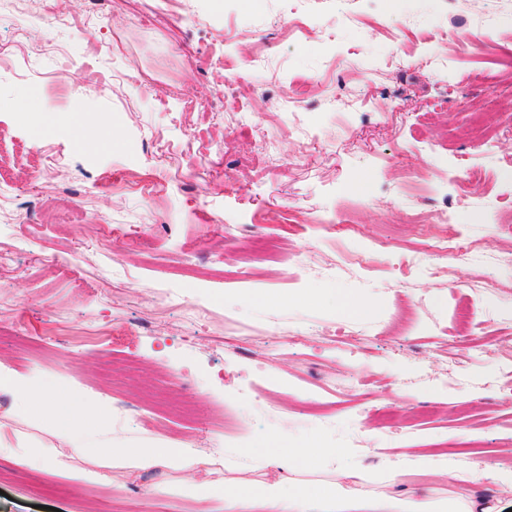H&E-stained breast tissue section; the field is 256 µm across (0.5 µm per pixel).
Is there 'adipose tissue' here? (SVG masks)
I'll list each match as a JSON object with an SVG mask.
<instances>
[{
  "instance_id": "ef3b65f1",
  "label": "adipose tissue",
  "mask_w": 512,
  "mask_h": 512,
  "mask_svg": "<svg viewBox=\"0 0 512 512\" xmlns=\"http://www.w3.org/2000/svg\"><path fill=\"white\" fill-rule=\"evenodd\" d=\"M61 390L60 383L0 369V391L16 396L32 418L54 424L68 439L73 454L94 455L102 464L120 469L124 478H137L157 467L180 471L207 466V459L201 458L194 448L178 442L151 448L112 447L105 438L108 412H101L96 425L84 424L78 399L72 395L62 396ZM9 435L8 426L0 423V457L19 459L38 471L50 468L76 482L93 479V472L77 468L64 458L42 459L34 449L12 447L8 442ZM336 454V449L312 444L257 448L252 452V461L260 468L284 465L296 469L314 465L317 460ZM194 491L204 497L222 500L224 512H448L447 503L433 500L425 489L405 497L361 499L350 496L339 480L308 482L291 490L278 480L231 486L201 481L195 484Z\"/></svg>"
}]
</instances>
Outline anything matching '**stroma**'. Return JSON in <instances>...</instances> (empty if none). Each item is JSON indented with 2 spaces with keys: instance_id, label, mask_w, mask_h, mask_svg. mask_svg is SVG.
Returning <instances> with one entry per match:
<instances>
[{
  "instance_id": "obj_1",
  "label": "stroma",
  "mask_w": 512,
  "mask_h": 512,
  "mask_svg": "<svg viewBox=\"0 0 512 512\" xmlns=\"http://www.w3.org/2000/svg\"><path fill=\"white\" fill-rule=\"evenodd\" d=\"M48 3L0 0V150L42 159L0 177V367L65 379L113 441L239 457L217 484L346 466L359 494L456 499L484 468L512 512V0H100L107 27L55 37L88 4ZM448 209L485 258L433 275ZM0 422L70 451L3 393ZM313 439L349 464H246ZM107 475L0 457V512H129L158 483L223 512L190 471Z\"/></svg>"
}]
</instances>
